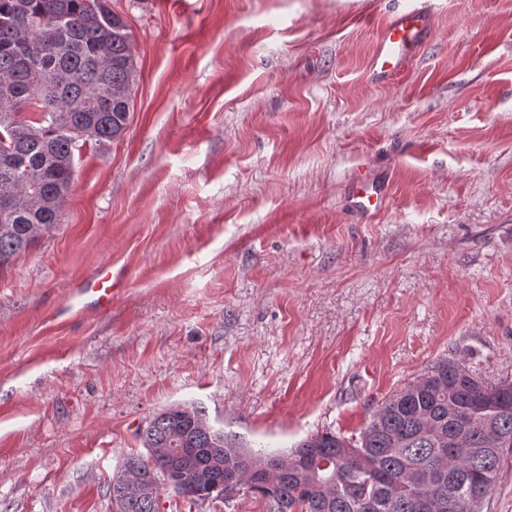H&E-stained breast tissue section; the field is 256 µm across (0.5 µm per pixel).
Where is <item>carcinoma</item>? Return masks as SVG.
Instances as JSON below:
<instances>
[{"instance_id":"carcinoma-1","label":"carcinoma","mask_w":512,"mask_h":512,"mask_svg":"<svg viewBox=\"0 0 512 512\" xmlns=\"http://www.w3.org/2000/svg\"><path fill=\"white\" fill-rule=\"evenodd\" d=\"M108 0H0V268L61 223L76 151L127 130L135 72L126 21ZM35 107L39 117H29ZM445 360L387 397L357 437L316 433L289 451H247L171 407L140 433L122 471L150 487L115 512H156L161 486L194 501L232 490L269 512H450L478 501L512 448V380L471 383ZM428 501L432 508L417 507Z\"/></svg>"}]
</instances>
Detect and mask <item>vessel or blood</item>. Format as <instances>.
<instances>
[{
    "label": "vessel or blood",
    "instance_id": "vessel-or-blood-1",
    "mask_svg": "<svg viewBox=\"0 0 512 512\" xmlns=\"http://www.w3.org/2000/svg\"><path fill=\"white\" fill-rule=\"evenodd\" d=\"M430 24L429 12L414 7L393 14L386 24L377 44L371 65V75L381 81L393 76L415 54ZM356 209L368 213L377 209L387 195V185L380 178H363L350 188ZM81 295L92 299L99 308H110L117 294L112 286L111 271H103L87 280L80 289Z\"/></svg>",
    "mask_w": 512,
    "mask_h": 512
}]
</instances>
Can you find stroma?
<instances>
[{"label": "stroma", "mask_w": 512, "mask_h": 512, "mask_svg": "<svg viewBox=\"0 0 512 512\" xmlns=\"http://www.w3.org/2000/svg\"><path fill=\"white\" fill-rule=\"evenodd\" d=\"M110 0L134 112L86 146L63 220L0 269V512H114L139 430L202 408L237 446L358 436L446 359L512 380V6L429 0ZM386 175L381 209L348 188ZM111 267L109 312L76 288ZM158 512H267L245 491ZM430 24L429 11L414 7L393 14L377 44L371 75L385 80L399 71L415 54Z\"/></svg>", "instance_id": "1"}]
</instances>
